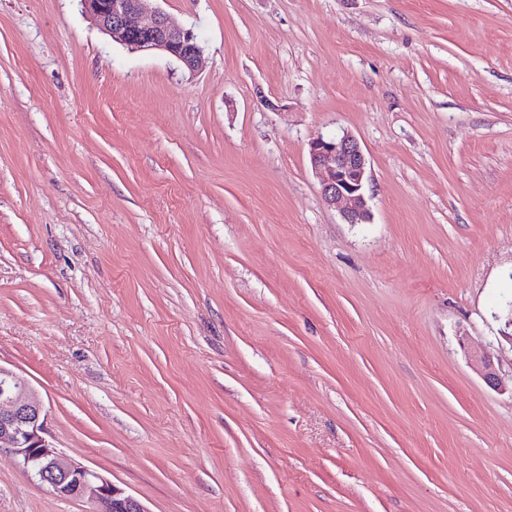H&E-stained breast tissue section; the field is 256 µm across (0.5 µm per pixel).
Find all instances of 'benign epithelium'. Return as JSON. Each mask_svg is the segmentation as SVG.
Instances as JSON below:
<instances>
[{"label": "benign epithelium", "mask_w": 512, "mask_h": 512, "mask_svg": "<svg viewBox=\"0 0 512 512\" xmlns=\"http://www.w3.org/2000/svg\"><path fill=\"white\" fill-rule=\"evenodd\" d=\"M85 11L112 41L132 49L160 50L176 58L191 72L205 64L203 49L189 28L173 25L162 10L149 8L150 0H81ZM312 170L319 179L324 202L340 210L348 224L369 217L365 195L367 158L349 133L317 137L310 142ZM486 384L500 385L491 360L473 354ZM52 492L64 499L99 500L107 512H148L134 496L116 487L98 472L67 460L45 437V410L29 382L0 365V452Z\"/></svg>", "instance_id": "7a95c632"}]
</instances>
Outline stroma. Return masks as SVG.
<instances>
[{
    "label": "stroma",
    "instance_id": "obj_1",
    "mask_svg": "<svg viewBox=\"0 0 512 512\" xmlns=\"http://www.w3.org/2000/svg\"><path fill=\"white\" fill-rule=\"evenodd\" d=\"M0 0V365L147 512H512V0ZM351 132L370 218L309 162ZM0 453V512H91ZM80 1L98 28L113 42L141 51H164L190 73L203 68L205 56L194 32L173 25L162 10L149 8L148 2L158 0ZM145 15L149 17L143 21Z\"/></svg>",
    "mask_w": 512,
    "mask_h": 512
}]
</instances>
